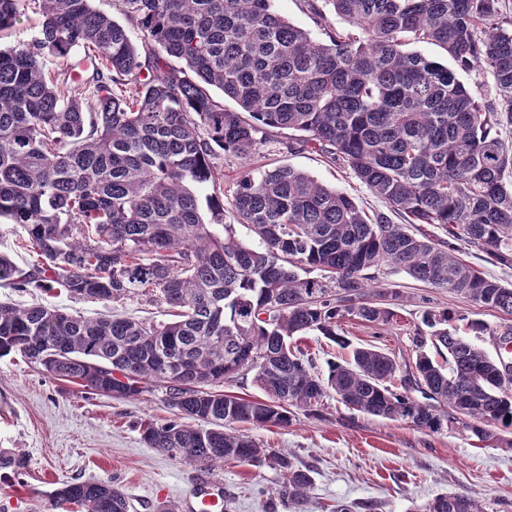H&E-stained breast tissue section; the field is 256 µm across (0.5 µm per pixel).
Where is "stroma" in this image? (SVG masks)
<instances>
[{
    "mask_svg": "<svg viewBox=\"0 0 512 512\" xmlns=\"http://www.w3.org/2000/svg\"><path fill=\"white\" fill-rule=\"evenodd\" d=\"M276 9L313 40L326 39V28L357 33L358 28L326 11L317 24L304 0H274ZM224 173V221L237 238L256 244L250 226L237 223L233 197L243 172L257 175L287 165L323 185L348 194L366 213L386 211L346 162L330 160L302 145L288 130H263L256 151L246 158L217 155ZM383 287L404 297L397 318L386 326L345 321L351 346L378 347L404 361L412 356L410 338L425 310H445L463 321L477 320L491 328L512 324V315L414 281L406 274L384 272ZM0 300L26 305L38 300L86 317L110 311L146 321H161V305L134 295L120 303L87 302L39 289L18 291L0 284ZM172 413L161 391L139 400H116L84 394L78 385L48 378L20 356L0 357V449L20 451L23 469L0 470V512H54L50 494L58 483L77 479H111L126 494L129 512H158L161 505L180 506L199 474L198 466L172 460L141 440L143 420L162 422ZM251 436L263 446L309 469L312 485L296 506L281 501L280 472L269 466L236 461L210 470L222 482L232 512H332L339 501H370L376 512H405L411 501L442 493H463L484 500L487 512H512V430L500 431L499 442L482 444L463 429L428 433L402 421L363 415L327 398L319 416H298L287 427L254 428Z\"/></svg>",
    "mask_w": 512,
    "mask_h": 512,
    "instance_id": "1",
    "label": "stroma"
}]
</instances>
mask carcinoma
Segmentation results:
<instances>
[{
	"instance_id": "obj_1",
	"label": "carcinoma",
	"mask_w": 512,
	"mask_h": 512,
	"mask_svg": "<svg viewBox=\"0 0 512 512\" xmlns=\"http://www.w3.org/2000/svg\"><path fill=\"white\" fill-rule=\"evenodd\" d=\"M24 2L0 0V33ZM118 2L124 23L91 0H33L38 36L0 49V219L22 227L36 256L21 268L0 254V281L84 301L144 292L172 320L0 302V356L19 355L91 395L162 391L175 419L142 425L147 447L204 469L227 460L274 467L293 503L310 489L308 471L241 426L286 427L332 396L429 433L459 425L485 442L495 428L512 430V365L469 338L503 345L511 325L460 328L448 311L427 310L411 339L415 359L402 365L350 348L339 333L351 318L393 319L400 293L370 287L384 267L512 314V286L454 255L460 241L512 266V142L498 134L512 127V29L500 21V0H304L318 21L326 5L362 31L357 39L336 28L324 43L273 0ZM411 41L440 46L456 69L407 51ZM76 50L92 61L81 74L47 67ZM475 67L491 74L505 109L480 104L460 82L456 70ZM75 79L77 95L68 87ZM226 97L237 109L224 107ZM267 128L300 132L305 145L345 161L409 223L369 216L285 165L241 177L234 211L259 245L236 240L212 158L250 155ZM414 224H438L448 239ZM307 332L350 348L349 357L315 372L288 343ZM244 374L265 398L217 390ZM24 466L22 454L0 450V469ZM51 499L62 510L128 509L110 479L62 482ZM408 512H485V504L442 494Z\"/></svg>"
}]
</instances>
